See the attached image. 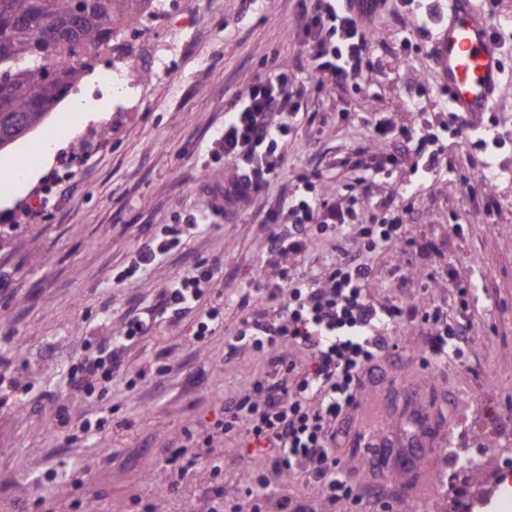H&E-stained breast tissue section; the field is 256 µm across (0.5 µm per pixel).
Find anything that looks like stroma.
Returning a JSON list of instances; mask_svg holds the SVG:
<instances>
[{"label":"stroma","mask_w":512,"mask_h":512,"mask_svg":"<svg viewBox=\"0 0 512 512\" xmlns=\"http://www.w3.org/2000/svg\"><path fill=\"white\" fill-rule=\"evenodd\" d=\"M155 4L156 18L119 26L95 65L121 76L117 85L98 82L89 89L96 98L111 92L107 117L77 127L73 112L63 108L23 138L25 159L45 172L12 205L0 207V273L11 283L0 291V399L7 402L0 412V512H40L31 499L36 492L54 512H146L150 503L156 512H207L219 486L226 500L239 499L248 471L234 440L214 449L220 474L199 471L175 493L159 479V463L185 429L222 418L225 398L243 392L261 367L263 357L251 346L227 354L225 338L247 313L242 299L254 297L262 269L273 260L268 238L277 227L261 223L260 211L307 180L326 198L346 203L358 196L365 224L381 223L390 208L405 210L408 236L425 248L369 254L374 276L368 292L377 302L405 308L447 303L454 323L458 295L448 277L456 275L470 287L468 339L462 357L434 360L426 353L430 324H396L390 334L399 351L379 359L376 377L358 392L361 406L349 419V435L338 443L355 497L329 504L325 489L303 468L288 475L267 469L270 494L302 503L306 512H458L453 494L463 479L448 465L447 445L425 461L427 488L415 494L396 467L371 470L365 441L400 418L387 405L411 383L431 392L439 423L472 424L469 447L481 449L487 422L512 420V179L494 181L498 207L489 213L448 186L475 182L486 162L512 166V80L482 116L495 129L497 145L484 149L473 136L455 135L433 54L439 26L421 23L424 13L447 14L448 0H417L409 8L389 0L374 20L371 69L359 82L336 88L307 83L283 174L228 224L207 212L213 192L224 187V163L211 150L247 79L270 61L301 59L295 33L302 0ZM404 30L416 37L409 52L399 46ZM378 118L396 131L432 134L442 148L436 172L423 174L408 161L372 177L370 160L393 150L391 139L373 131ZM89 146L90 159L69 170L67 158ZM64 176L70 189L55 196L47 186ZM35 205L42 213L38 222L27 217ZM192 216L198 227L181 250L114 287L113 275L127 265L146 225L158 229ZM365 243L358 233L315 235L288 268L297 279L321 280L339 252L364 251ZM199 261L221 266L223 312L207 344L192 342L196 315L162 318L123 350V369L102 398L66 385L67 367L89 343L115 336L129 315L154 307L162 288ZM152 361L171 365L172 373L129 387L128 378ZM491 375L501 381L494 390L486 386ZM61 407L72 421L109 411L110 424L69 444L67 426L56 420ZM76 500L77 511L71 508Z\"/></svg>","instance_id":"35a3bbf8"}]
</instances>
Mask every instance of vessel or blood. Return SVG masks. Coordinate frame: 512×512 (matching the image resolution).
<instances>
[{
	"label": "vessel or blood",
	"instance_id": "b4317fda",
	"mask_svg": "<svg viewBox=\"0 0 512 512\" xmlns=\"http://www.w3.org/2000/svg\"><path fill=\"white\" fill-rule=\"evenodd\" d=\"M448 109L460 121L476 123L490 110L504 80L502 53L485 13L473 0H448V19L435 42ZM410 448L434 447L432 424L418 412Z\"/></svg>",
	"mask_w": 512,
	"mask_h": 512
}]
</instances>
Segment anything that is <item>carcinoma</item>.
<instances>
[{
    "instance_id": "1",
    "label": "carcinoma",
    "mask_w": 512,
    "mask_h": 512,
    "mask_svg": "<svg viewBox=\"0 0 512 512\" xmlns=\"http://www.w3.org/2000/svg\"><path fill=\"white\" fill-rule=\"evenodd\" d=\"M153 0H0V150L44 123L95 67L117 24Z\"/></svg>"
}]
</instances>
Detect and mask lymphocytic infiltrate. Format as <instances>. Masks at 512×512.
<instances>
[{"mask_svg":"<svg viewBox=\"0 0 512 512\" xmlns=\"http://www.w3.org/2000/svg\"><path fill=\"white\" fill-rule=\"evenodd\" d=\"M385 3L371 0L358 8L354 0H313L312 6L303 8L297 32L305 52L301 68L307 78L321 86L362 78L370 68L371 18ZM302 96V84L280 63L248 79L213 148L214 156L223 158L229 167L230 177L223 195L211 203L212 215L234 216L235 203L260 195L280 177L288 139L296 126L295 107ZM373 130L395 141L387 165H399L411 153L426 171H436L437 157L425 133L403 129L394 134L380 121ZM358 216L355 206L317 197L309 182L289 205L267 210L265 223L286 220L295 227L294 232L271 235L270 251L279 261L266 266L261 278L262 295L281 303L279 319L273 323L243 319L227 344L233 349L239 342L251 340L256 350L268 354V367L250 379L244 396L225 401L222 419L200 432H186L184 442L167 450L164 475L171 491H179L200 470L220 473L223 465L209 450L216 441L229 437L241 445L247 460L255 464L270 460L282 473L311 463L309 477L326 487L329 503L351 496L353 487L335 452L336 440L356 404L362 382L374 372L380 353L392 347L386 331L401 312L368 296L366 288L373 271L358 258H342L324 280L310 282L290 277L287 261L306 251L309 239L297 228L310 223L320 234L358 227L368 236L366 248L372 252L413 246V239L406 235L403 213H393L390 223L380 225H358ZM186 230V225L168 224L158 232L141 235L128 265L114 276V284L123 285L157 260L177 252ZM218 271L217 265L199 263L176 278L161 292L155 310L137 313L128 321L122 339L132 342L145 337L155 316L178 318L192 311L205 316L196 327L195 341L210 339L214 329L209 321L217 316L210 300ZM421 318L434 328L427 341L432 356L442 359L451 352L462 354L444 305L424 308ZM287 348L306 352V366L299 369L288 362L283 355ZM116 370L117 358L111 348L100 345L69 368L66 382L87 393L95 378L111 377Z\"/></svg>","mask_w":512,"mask_h":512,"instance_id":"obj_1","label":"lymphocytic infiltrate"}]
</instances>
